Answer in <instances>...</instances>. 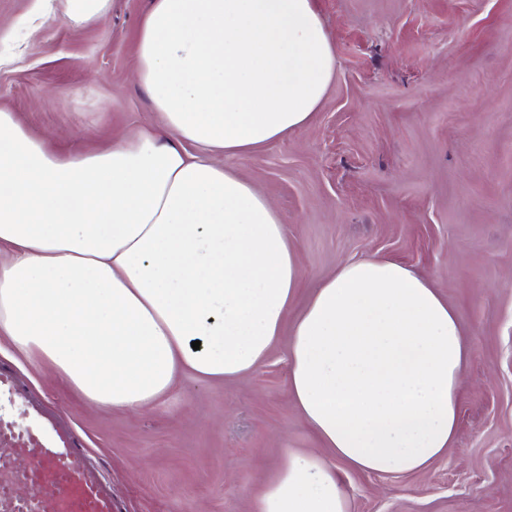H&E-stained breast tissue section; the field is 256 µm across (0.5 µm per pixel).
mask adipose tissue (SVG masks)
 I'll use <instances>...</instances> for the list:
<instances>
[{
	"label": "adipose tissue",
	"mask_w": 512,
	"mask_h": 512,
	"mask_svg": "<svg viewBox=\"0 0 512 512\" xmlns=\"http://www.w3.org/2000/svg\"><path fill=\"white\" fill-rule=\"evenodd\" d=\"M136 53L162 135L63 160L0 111V338L126 413L185 372L244 377L289 333L291 405L318 447L287 455L253 512H347L325 448L370 473L446 455L466 344L438 288L392 259L343 261L287 322L288 229L224 164L320 106L336 54L313 0H151Z\"/></svg>",
	"instance_id": "obj_1"
}]
</instances>
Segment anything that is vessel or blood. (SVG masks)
<instances>
[{"mask_svg":"<svg viewBox=\"0 0 512 512\" xmlns=\"http://www.w3.org/2000/svg\"><path fill=\"white\" fill-rule=\"evenodd\" d=\"M25 495H18V487ZM0 512H115L112 487L71 423L0 364Z\"/></svg>","mask_w":512,"mask_h":512,"instance_id":"b4317fda","label":"vessel or blood"}]
</instances>
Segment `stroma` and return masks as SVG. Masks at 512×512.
<instances>
[{"instance_id": "35a3bbf8", "label": "stroma", "mask_w": 512, "mask_h": 512, "mask_svg": "<svg viewBox=\"0 0 512 512\" xmlns=\"http://www.w3.org/2000/svg\"><path fill=\"white\" fill-rule=\"evenodd\" d=\"M336 72L313 122L226 158L276 205L301 260L298 304L338 262L401 261L429 278L467 343L455 440L413 473L336 462L349 512H512V0H314ZM33 0H0V111L60 157L159 131L134 73L150 0L62 10L12 36ZM287 336L235 380L182 375L136 413L89 406L11 347L33 395L75 422L117 512H244L286 453L315 440L288 395ZM112 0H64L65 15L77 27L94 26L106 17Z\"/></svg>"}]
</instances>
